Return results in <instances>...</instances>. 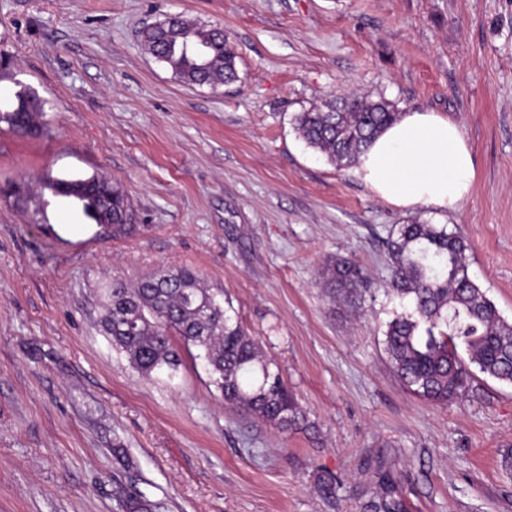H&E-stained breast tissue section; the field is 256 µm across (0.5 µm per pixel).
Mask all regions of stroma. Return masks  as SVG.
Instances as JSON below:
<instances>
[{
  "label": "stroma",
  "mask_w": 512,
  "mask_h": 512,
  "mask_svg": "<svg viewBox=\"0 0 512 512\" xmlns=\"http://www.w3.org/2000/svg\"><path fill=\"white\" fill-rule=\"evenodd\" d=\"M223 29L237 81L182 82L142 28ZM0 110L20 87L41 130L0 123V512H363L381 474L409 512H512V385L475 374L449 404L406 390L384 333L392 225L459 231L469 273L512 321V0H0ZM458 124L475 162L451 212L381 201L309 147L298 113L350 95ZM118 183L112 236L50 178ZM356 261L360 306L328 298ZM223 289L305 421L226 406L193 346L175 377L131 368L100 325L104 290L165 268ZM340 480L323 496L320 479ZM323 275L325 288L334 296L343 295L350 304H356L360 288H368L362 268L353 261H333L326 266Z\"/></svg>",
  "instance_id": "stroma-1"
}]
</instances>
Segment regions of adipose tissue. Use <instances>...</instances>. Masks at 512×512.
Wrapping results in <instances>:
<instances>
[{
  "mask_svg": "<svg viewBox=\"0 0 512 512\" xmlns=\"http://www.w3.org/2000/svg\"><path fill=\"white\" fill-rule=\"evenodd\" d=\"M356 173L389 204L452 211L468 195L475 170L455 122L435 112H408L374 140Z\"/></svg>",
  "mask_w": 512,
  "mask_h": 512,
  "instance_id": "obj_1",
  "label": "adipose tissue"
}]
</instances>
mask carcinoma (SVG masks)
I'll return each mask as SVG.
<instances>
[{"instance_id":"obj_1","label":"carcinoma","mask_w":512,"mask_h":512,"mask_svg":"<svg viewBox=\"0 0 512 512\" xmlns=\"http://www.w3.org/2000/svg\"><path fill=\"white\" fill-rule=\"evenodd\" d=\"M203 44L208 65L170 41ZM142 44L161 58L182 81L199 85L236 79L235 52L213 29L204 30L182 16L143 32ZM33 91L16 96V105L0 113V122L26 135L42 111ZM398 117L390 102L353 97L341 105L314 108L295 118L296 130L307 145L339 167L351 166L384 128ZM82 202L85 214L112 233L127 229L129 205L121 187L97 177L58 179L49 187ZM468 245L448 225L411 220L396 224L387 240L392 293L402 311L387 324L384 349L393 372L414 395L446 404L470 390L472 368L512 385V322L469 274ZM324 286L351 304L368 287L362 268L353 261L329 263ZM103 327L112 345L124 352L131 366L149 376L165 371L174 376L180 356L172 337L199 349L224 403L257 416L286 431L304 416L288 393L282 376L270 370L255 341L247 335L224 291L204 288L189 268L161 270L131 288L112 282L107 294ZM363 512H407L398 479L385 474L379 492Z\"/></svg>"}]
</instances>
